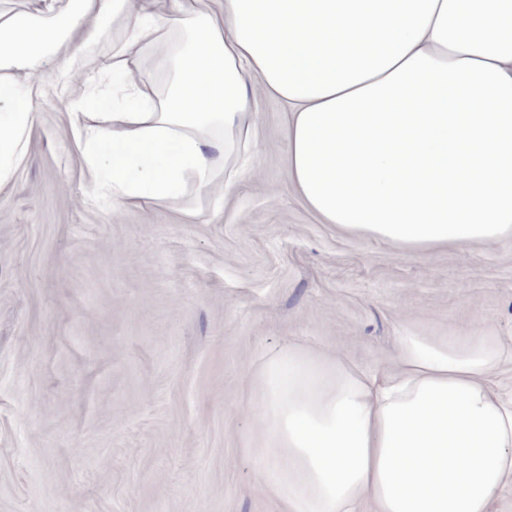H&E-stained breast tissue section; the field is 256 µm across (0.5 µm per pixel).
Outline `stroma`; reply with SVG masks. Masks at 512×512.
Returning a JSON list of instances; mask_svg holds the SVG:
<instances>
[{
	"label": "stroma",
	"instance_id": "obj_1",
	"mask_svg": "<svg viewBox=\"0 0 512 512\" xmlns=\"http://www.w3.org/2000/svg\"><path fill=\"white\" fill-rule=\"evenodd\" d=\"M0 195V512H283L243 436L291 345L376 371L402 327L512 349V237L401 249L322 223L264 98L249 174L194 218L114 208L82 173L60 61Z\"/></svg>",
	"mask_w": 512,
	"mask_h": 512
}]
</instances>
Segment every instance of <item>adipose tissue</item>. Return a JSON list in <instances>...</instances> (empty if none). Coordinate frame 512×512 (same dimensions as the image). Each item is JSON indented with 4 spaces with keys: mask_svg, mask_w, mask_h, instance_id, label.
I'll return each mask as SVG.
<instances>
[{
    "mask_svg": "<svg viewBox=\"0 0 512 512\" xmlns=\"http://www.w3.org/2000/svg\"><path fill=\"white\" fill-rule=\"evenodd\" d=\"M157 2L0 14V191L61 57L85 169L113 205L192 217L224 198L264 95L290 111L288 170L323 223L409 250L512 236V0ZM113 27L111 59L79 39ZM159 60L173 67L162 95L129 80ZM505 356L483 330L402 329L394 369L374 373L288 346L253 377L245 450L287 512H489L512 486Z\"/></svg>",
    "mask_w": 512,
    "mask_h": 512,
    "instance_id": "obj_1",
    "label": "adipose tissue"
}]
</instances>
